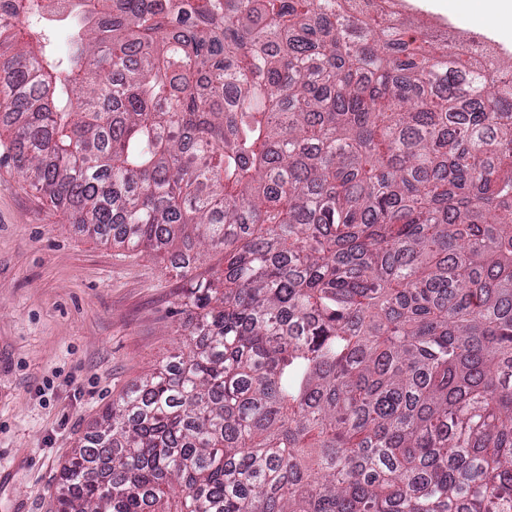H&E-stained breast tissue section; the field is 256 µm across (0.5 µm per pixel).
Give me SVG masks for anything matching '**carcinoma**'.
I'll list each match as a JSON object with an SVG mask.
<instances>
[{
	"instance_id": "cac0c4a2",
	"label": "carcinoma",
	"mask_w": 512,
	"mask_h": 512,
	"mask_svg": "<svg viewBox=\"0 0 512 512\" xmlns=\"http://www.w3.org/2000/svg\"><path fill=\"white\" fill-rule=\"evenodd\" d=\"M505 67L338 0H0V159L181 243L194 321L56 512H512Z\"/></svg>"
}]
</instances>
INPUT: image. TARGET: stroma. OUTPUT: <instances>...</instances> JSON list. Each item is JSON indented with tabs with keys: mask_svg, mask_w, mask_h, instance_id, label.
<instances>
[{
	"mask_svg": "<svg viewBox=\"0 0 512 512\" xmlns=\"http://www.w3.org/2000/svg\"><path fill=\"white\" fill-rule=\"evenodd\" d=\"M512 57L480 0H397ZM165 264L101 243L0 165V512H55L59 474L105 407L165 367L188 323Z\"/></svg>",
	"mask_w": 512,
	"mask_h": 512,
	"instance_id": "obj_1",
	"label": "stroma"
}]
</instances>
